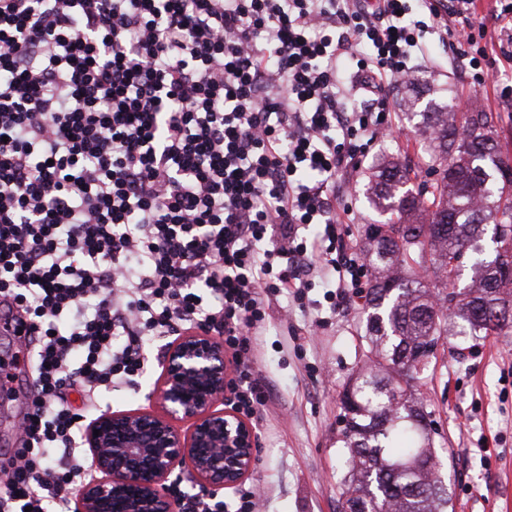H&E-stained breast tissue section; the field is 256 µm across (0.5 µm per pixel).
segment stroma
Returning a JSON list of instances; mask_svg holds the SVG:
<instances>
[{
	"mask_svg": "<svg viewBox=\"0 0 512 512\" xmlns=\"http://www.w3.org/2000/svg\"><path fill=\"white\" fill-rule=\"evenodd\" d=\"M485 82L469 89L451 67L452 49L434 45L416 80L396 87V111L456 101L463 111L502 112L500 143L512 142V63L500 50L489 54ZM396 160L420 166V146L409 129L374 144L337 208H350L352 223L337 233L362 251L368 225L380 216L366 193L378 162ZM364 295L336 306L330 287L311 279L303 298L274 296L264 328L254 338L257 367L270 388V399L252 423L257 437L255 461L243 481L259 487L258 512H342L340 481L344 451L337 445L341 398L348 379L365 363ZM320 327H313L315 318ZM158 343L147 347L144 374L132 388L101 390L87 418L106 411L150 408L148 395L161 372ZM417 388L435 422L436 447L450 482L451 512H512V328L455 342L440 340L435 359ZM486 441L488 454L477 450Z\"/></svg>",
	"mask_w": 512,
	"mask_h": 512,
	"instance_id": "obj_1",
	"label": "stroma"
}]
</instances>
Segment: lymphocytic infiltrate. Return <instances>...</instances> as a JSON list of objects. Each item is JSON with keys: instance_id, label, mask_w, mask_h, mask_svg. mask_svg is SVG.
Segmentation results:
<instances>
[{"instance_id": "1", "label": "lymphocytic infiltrate", "mask_w": 512, "mask_h": 512, "mask_svg": "<svg viewBox=\"0 0 512 512\" xmlns=\"http://www.w3.org/2000/svg\"><path fill=\"white\" fill-rule=\"evenodd\" d=\"M475 2L0 0V320L36 355L0 512L67 507L92 470L70 395L135 386L148 340L223 336L226 404L254 419L271 295L365 274L336 199L392 87L428 40L464 42L473 86L489 29L512 41V11Z\"/></svg>"}]
</instances>
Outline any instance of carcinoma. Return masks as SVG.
<instances>
[{"mask_svg": "<svg viewBox=\"0 0 512 512\" xmlns=\"http://www.w3.org/2000/svg\"><path fill=\"white\" fill-rule=\"evenodd\" d=\"M425 135V179L393 161L372 173L370 200L386 214L366 229L375 276L366 295V366L342 396L339 442L344 512H448L434 421L412 393L457 320L464 336L512 327V165L496 140V112L450 103L407 112ZM475 254L479 284L460 290L461 259Z\"/></svg>", "mask_w": 512, "mask_h": 512, "instance_id": "carcinoma-1", "label": "carcinoma"}]
</instances>
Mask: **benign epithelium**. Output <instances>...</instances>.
I'll return each mask as SVG.
<instances>
[{"instance_id": "benign-epithelium-1", "label": "benign epithelium", "mask_w": 512, "mask_h": 512, "mask_svg": "<svg viewBox=\"0 0 512 512\" xmlns=\"http://www.w3.org/2000/svg\"><path fill=\"white\" fill-rule=\"evenodd\" d=\"M228 383L224 343L211 332L172 341L149 394L155 409L106 412L85 427L83 445L98 476L78 491L75 512H174L167 482L185 462L212 491L240 484L257 440L233 412L218 408ZM174 419L191 422L190 429H177Z\"/></svg>"}]
</instances>
